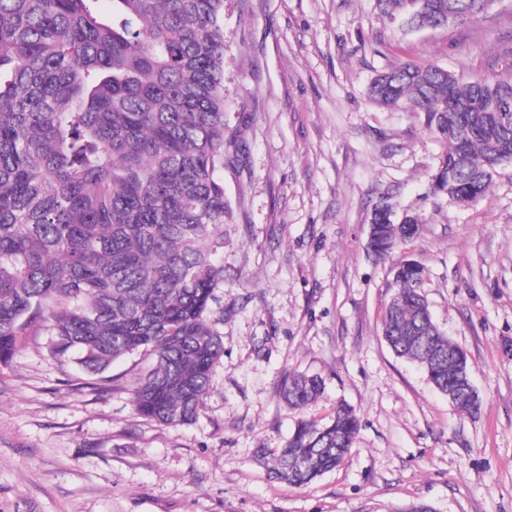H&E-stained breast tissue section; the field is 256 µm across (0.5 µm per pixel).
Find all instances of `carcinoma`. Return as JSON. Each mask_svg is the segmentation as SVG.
Masks as SVG:
<instances>
[{
  "label": "carcinoma",
  "mask_w": 512,
  "mask_h": 512,
  "mask_svg": "<svg viewBox=\"0 0 512 512\" xmlns=\"http://www.w3.org/2000/svg\"><path fill=\"white\" fill-rule=\"evenodd\" d=\"M491 0H377L409 31L473 21ZM437 66L406 63L369 87L381 106L408 103L446 150L435 193L478 201L512 143V76L448 85ZM462 106L448 111V93ZM224 0H0V363L39 322L53 351L89 373L141 348L155 357L135 411L168 427L195 421L224 354L215 291L224 285ZM417 220L375 214L378 259L415 236ZM423 270L399 266L383 322L392 351L418 363L461 413L482 401L465 354L432 320ZM322 379L284 375L300 410ZM359 421L339 406L298 422L271 457L273 478L307 485L354 447Z\"/></svg>",
  "instance_id": "carcinoma-1"
}]
</instances>
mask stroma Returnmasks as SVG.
<instances>
[{
    "label": "stroma",
    "instance_id": "1",
    "mask_svg": "<svg viewBox=\"0 0 512 512\" xmlns=\"http://www.w3.org/2000/svg\"><path fill=\"white\" fill-rule=\"evenodd\" d=\"M405 62L463 83L512 74V0L408 32L376 0H224L238 153L224 171V355L205 403L188 426L146 419L132 400L151 352L91 374L32 329L0 365V512H512V164L473 205L433 194L442 142L412 106L367 95ZM384 203L420 230L378 260L366 243ZM404 262L467 356L476 416L382 337ZM289 370L324 382L300 411L277 394ZM340 405L360 425L341 465L306 486L272 479L258 450Z\"/></svg>",
    "mask_w": 512,
    "mask_h": 512
}]
</instances>
